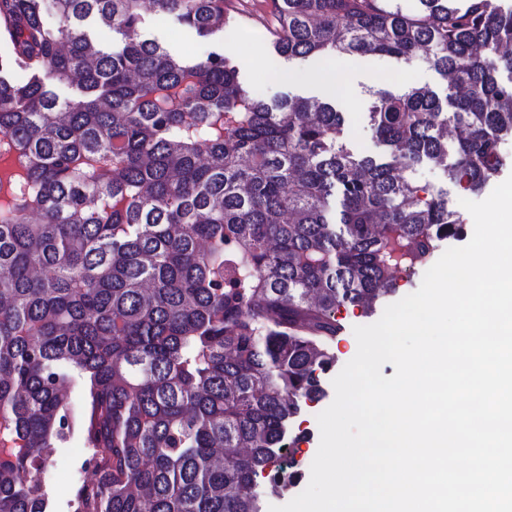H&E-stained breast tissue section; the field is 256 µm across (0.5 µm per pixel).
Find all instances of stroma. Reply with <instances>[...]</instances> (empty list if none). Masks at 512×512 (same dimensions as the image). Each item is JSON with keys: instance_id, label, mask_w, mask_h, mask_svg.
<instances>
[{"instance_id": "1", "label": "stroma", "mask_w": 512, "mask_h": 512, "mask_svg": "<svg viewBox=\"0 0 512 512\" xmlns=\"http://www.w3.org/2000/svg\"><path fill=\"white\" fill-rule=\"evenodd\" d=\"M140 29L143 37L158 41L170 53L186 56L197 51L194 33L180 27L173 19L146 11L142 14ZM230 53L239 70L241 81L260 98L271 101L288 94L326 99L327 94L313 75L328 61V54H316L304 59H289L277 55L266 35H254L251 27L237 22L225 27L216 37ZM275 60L282 74L280 80H270L263 68L264 61ZM346 70L339 77L348 86L347 98L339 99L338 105L348 119L347 137L360 151L376 152L377 146L366 114L372 101L373 90L385 88L392 91L405 89L406 85L426 87L446 96L447 81L430 66L425 56L419 55L405 62L394 58L346 54ZM414 178L419 185L446 193L450 207H458L460 199L484 200L486 192L473 193L457 183L449 181L440 167L424 163L416 167ZM333 394L304 409L297 419L291 435L292 452L298 457L303 470H310L319 446L320 432L317 416L333 401ZM85 450L78 439H71L51 457L42 478L53 494L54 512H70L68 503L78 484L77 477Z\"/></svg>"}]
</instances>
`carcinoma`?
<instances>
[{
	"label": "carcinoma",
	"mask_w": 512,
	"mask_h": 512,
	"mask_svg": "<svg viewBox=\"0 0 512 512\" xmlns=\"http://www.w3.org/2000/svg\"><path fill=\"white\" fill-rule=\"evenodd\" d=\"M150 3L203 52L142 38L144 0H0V512H52L42 474L74 432L73 512H263L299 482L282 447L336 311L374 313L463 233L410 172L478 192L512 138L505 0ZM238 16L281 56L422 52L448 94L373 92L380 151L355 152L335 102L241 85L212 48Z\"/></svg>",
	"instance_id": "cac0c4a2"
}]
</instances>
